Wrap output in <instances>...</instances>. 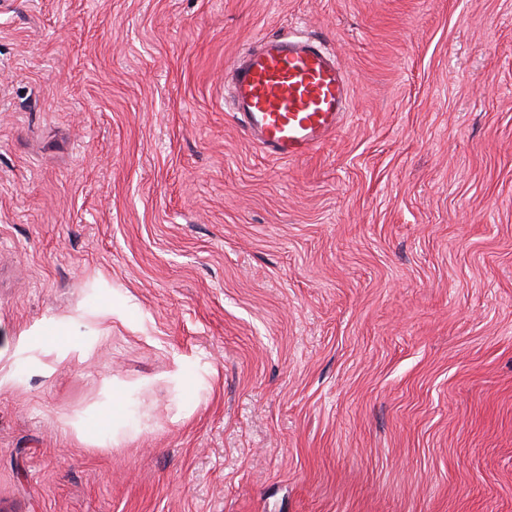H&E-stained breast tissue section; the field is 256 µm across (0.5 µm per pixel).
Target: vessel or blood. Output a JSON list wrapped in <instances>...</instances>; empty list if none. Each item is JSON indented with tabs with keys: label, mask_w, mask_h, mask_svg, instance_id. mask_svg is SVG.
Wrapping results in <instances>:
<instances>
[{
	"label": "vessel or blood",
	"mask_w": 512,
	"mask_h": 512,
	"mask_svg": "<svg viewBox=\"0 0 512 512\" xmlns=\"http://www.w3.org/2000/svg\"><path fill=\"white\" fill-rule=\"evenodd\" d=\"M225 76L236 119L273 158L308 156L340 127L349 85L320 37L266 36L240 53Z\"/></svg>",
	"instance_id": "b4317fda"
}]
</instances>
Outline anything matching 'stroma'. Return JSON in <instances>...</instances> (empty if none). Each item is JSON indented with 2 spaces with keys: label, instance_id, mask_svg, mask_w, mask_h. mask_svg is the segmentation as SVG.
Masks as SVG:
<instances>
[{
  "label": "stroma",
  "instance_id": "stroma-1",
  "mask_svg": "<svg viewBox=\"0 0 512 512\" xmlns=\"http://www.w3.org/2000/svg\"><path fill=\"white\" fill-rule=\"evenodd\" d=\"M275 32L350 83L298 160ZM0 512H512V0H0ZM225 77L236 119L275 159L308 156L340 128L349 85L318 36H266L240 53Z\"/></svg>",
  "mask_w": 512,
  "mask_h": 512
}]
</instances>
